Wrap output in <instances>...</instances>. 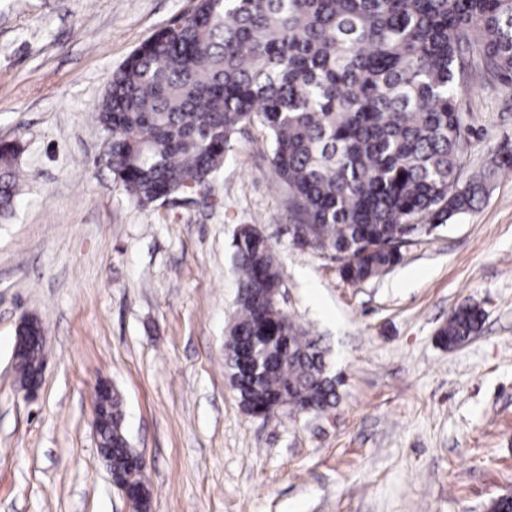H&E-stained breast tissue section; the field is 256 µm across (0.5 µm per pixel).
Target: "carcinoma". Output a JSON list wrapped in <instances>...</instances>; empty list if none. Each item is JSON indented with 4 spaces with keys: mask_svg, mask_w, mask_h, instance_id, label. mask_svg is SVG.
<instances>
[{
    "mask_svg": "<svg viewBox=\"0 0 512 512\" xmlns=\"http://www.w3.org/2000/svg\"><path fill=\"white\" fill-rule=\"evenodd\" d=\"M512 80V0H195L112 74L95 107L114 179L139 209L190 201L224 165L240 126L269 134L271 164L295 214L294 238L331 251L340 277L364 283L402 260L400 244L463 215L512 171L498 155L460 183L471 127L460 107L475 79ZM20 147L0 144V218L12 214ZM237 294L224 372L242 410L263 419L336 405L327 349L258 289L282 287L265 232L233 235ZM483 310L460 304L440 340L477 335ZM276 340L258 372L241 352ZM123 398L104 407L100 452L130 468Z\"/></svg>",
    "mask_w": 512,
    "mask_h": 512,
    "instance_id": "cac0c4a2",
    "label": "carcinoma"
}]
</instances>
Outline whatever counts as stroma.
<instances>
[{"label":"stroma","instance_id":"1","mask_svg":"<svg viewBox=\"0 0 512 512\" xmlns=\"http://www.w3.org/2000/svg\"><path fill=\"white\" fill-rule=\"evenodd\" d=\"M193 6L0 0V142L20 144L25 177L0 222V512H128L91 426L101 379L123 395L150 512H487L512 495V175L358 285L288 234L260 125L234 136L208 197L138 209L94 107L131 51ZM460 100L466 180L512 151V84ZM241 224L265 229L285 312L330 352L341 384L325 414L252 417L227 383ZM466 302L483 330L445 347L437 331ZM25 313L48 338L32 401L12 365Z\"/></svg>","mask_w":512,"mask_h":512}]
</instances>
